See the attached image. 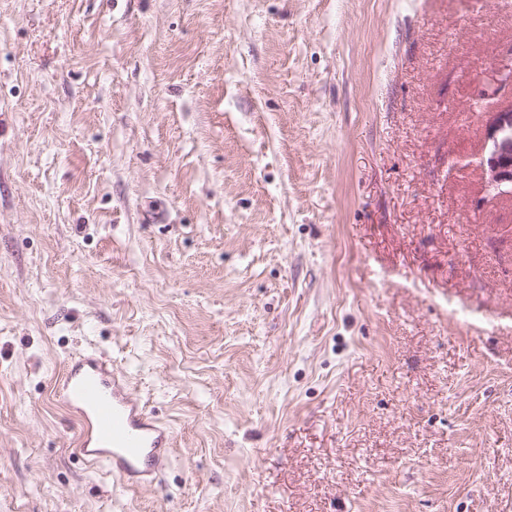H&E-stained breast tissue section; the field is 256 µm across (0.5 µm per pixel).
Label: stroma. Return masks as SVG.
Instances as JSON below:
<instances>
[{
    "mask_svg": "<svg viewBox=\"0 0 512 512\" xmlns=\"http://www.w3.org/2000/svg\"><path fill=\"white\" fill-rule=\"evenodd\" d=\"M512 0H0V512H512ZM96 351L173 435L76 452ZM489 84L494 88V94L507 93L512 100V47L506 48L498 62L491 69ZM493 114L481 169L487 187L512 194V104Z\"/></svg>",
    "mask_w": 512,
    "mask_h": 512,
    "instance_id": "stroma-1",
    "label": "stroma"
}]
</instances>
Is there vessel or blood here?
<instances>
[{"label":"vessel or blood","instance_id":"obj_1","mask_svg":"<svg viewBox=\"0 0 512 512\" xmlns=\"http://www.w3.org/2000/svg\"><path fill=\"white\" fill-rule=\"evenodd\" d=\"M59 396L80 421L78 452L89 465H105L126 486L153 483L165 470L170 430L147 412L109 360L89 352L69 364Z\"/></svg>","mask_w":512,"mask_h":512}]
</instances>
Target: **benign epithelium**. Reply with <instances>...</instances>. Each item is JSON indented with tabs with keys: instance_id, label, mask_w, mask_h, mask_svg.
<instances>
[{
	"instance_id": "benign-epithelium-1",
	"label": "benign epithelium",
	"mask_w": 512,
	"mask_h": 512,
	"mask_svg": "<svg viewBox=\"0 0 512 512\" xmlns=\"http://www.w3.org/2000/svg\"><path fill=\"white\" fill-rule=\"evenodd\" d=\"M489 84L494 93L512 96V47L506 48L491 69ZM481 169L487 187L512 194V105L503 107L491 119L487 132L486 153Z\"/></svg>"
}]
</instances>
